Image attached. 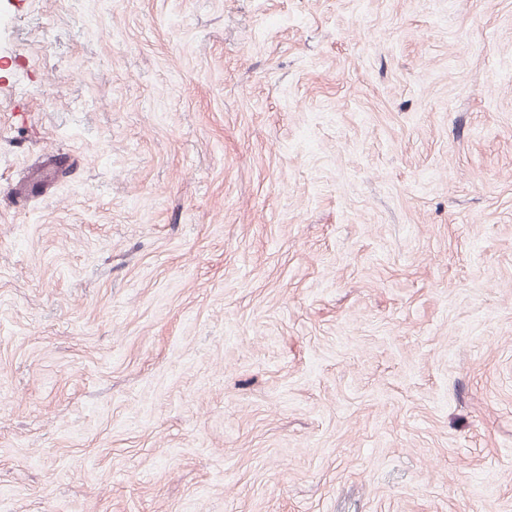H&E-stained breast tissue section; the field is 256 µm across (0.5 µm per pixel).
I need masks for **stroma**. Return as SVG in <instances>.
<instances>
[{"mask_svg": "<svg viewBox=\"0 0 512 512\" xmlns=\"http://www.w3.org/2000/svg\"><path fill=\"white\" fill-rule=\"evenodd\" d=\"M0 512H512V0H0Z\"/></svg>", "mask_w": 512, "mask_h": 512, "instance_id": "1", "label": "stroma"}]
</instances>
